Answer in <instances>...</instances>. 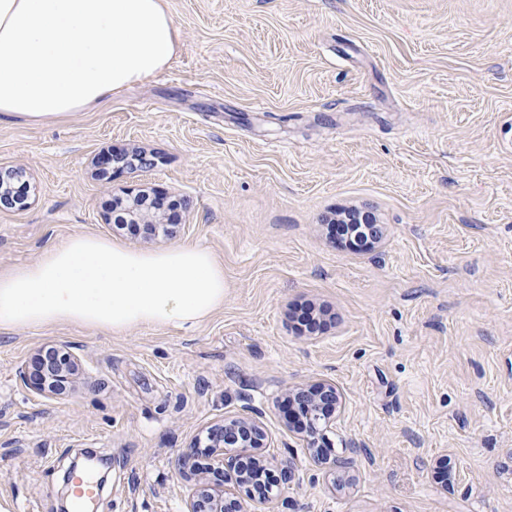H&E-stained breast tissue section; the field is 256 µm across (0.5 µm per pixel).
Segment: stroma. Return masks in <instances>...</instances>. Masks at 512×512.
<instances>
[{"instance_id": "stroma-1", "label": "stroma", "mask_w": 512, "mask_h": 512, "mask_svg": "<svg viewBox=\"0 0 512 512\" xmlns=\"http://www.w3.org/2000/svg\"><path fill=\"white\" fill-rule=\"evenodd\" d=\"M166 68L62 123H0V268L75 233L137 250L209 249L224 306L200 326L116 336L71 324L0 331V504L59 512L71 458L112 470L88 512H185L175 472L227 417L262 425L266 499L245 512H512V0H164ZM140 150L148 170L109 163ZM180 200L173 236L117 230L112 198ZM375 215L369 250L327 221ZM311 302L332 318L291 319ZM62 345L76 383L27 389ZM335 385L318 463L284 402ZM291 461L293 481L281 468ZM79 366V360L65 348L50 347L39 350L21 369L20 376L38 394L60 395L76 379Z\"/></svg>"}]
</instances>
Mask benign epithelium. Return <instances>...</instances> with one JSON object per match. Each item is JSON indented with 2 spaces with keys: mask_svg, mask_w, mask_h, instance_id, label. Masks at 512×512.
<instances>
[{
  "mask_svg": "<svg viewBox=\"0 0 512 512\" xmlns=\"http://www.w3.org/2000/svg\"><path fill=\"white\" fill-rule=\"evenodd\" d=\"M38 351L25 364L20 376L25 385L38 394L60 395L71 384L79 372V360L63 347ZM298 397L307 409V448L318 460L323 458L322 449L327 447V432L332 429L333 411L337 409L339 396L330 384L296 387L286 393V398ZM204 453L221 450L211 455L204 466L190 468L195 481V491L187 503L186 512H243V504L237 498L224 495L226 472L236 476V482L244 486L249 499H264L267 491L255 484L254 474L266 470L265 460L256 454L263 447L265 433L255 419L234 418L216 424L207 430ZM236 449V453L224 457L222 450Z\"/></svg>",
  "mask_w": 512,
  "mask_h": 512,
  "instance_id": "obj_1",
  "label": "benign epithelium"
}]
</instances>
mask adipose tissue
<instances>
[{"instance_id":"1","label":"adipose tissue","mask_w":512,"mask_h":512,"mask_svg":"<svg viewBox=\"0 0 512 512\" xmlns=\"http://www.w3.org/2000/svg\"><path fill=\"white\" fill-rule=\"evenodd\" d=\"M177 45L163 0H0V118L66 119L158 74ZM223 305V264L192 244L77 233L0 270V330L195 327Z\"/></svg>"}]
</instances>
